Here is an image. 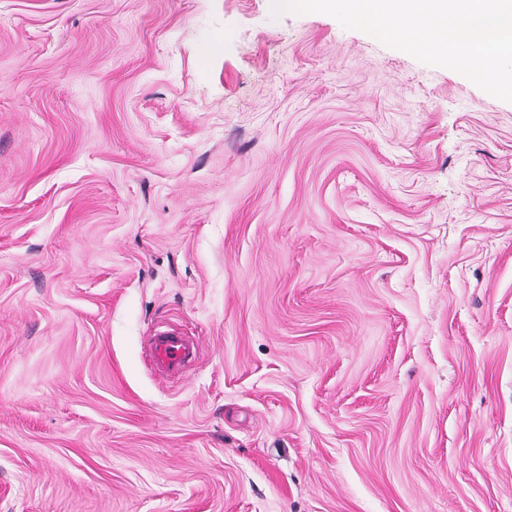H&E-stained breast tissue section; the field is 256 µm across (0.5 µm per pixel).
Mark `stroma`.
<instances>
[{
	"instance_id": "stroma-1",
	"label": "stroma",
	"mask_w": 512,
	"mask_h": 512,
	"mask_svg": "<svg viewBox=\"0 0 512 512\" xmlns=\"http://www.w3.org/2000/svg\"><path fill=\"white\" fill-rule=\"evenodd\" d=\"M0 512H512V103L270 0H0ZM199 344L178 330L156 333L149 340L150 361L159 373L175 376L196 357Z\"/></svg>"
}]
</instances>
